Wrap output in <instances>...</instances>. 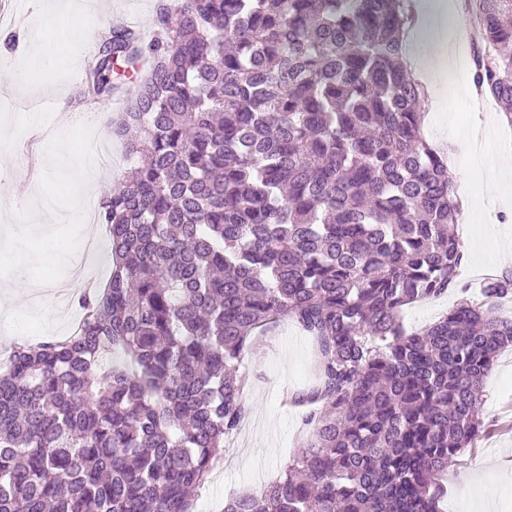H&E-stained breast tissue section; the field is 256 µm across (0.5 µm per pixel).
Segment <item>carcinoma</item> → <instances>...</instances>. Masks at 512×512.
<instances>
[{
    "instance_id": "carcinoma-1",
    "label": "carcinoma",
    "mask_w": 512,
    "mask_h": 512,
    "mask_svg": "<svg viewBox=\"0 0 512 512\" xmlns=\"http://www.w3.org/2000/svg\"><path fill=\"white\" fill-rule=\"evenodd\" d=\"M492 55L473 83L512 123V0H472ZM409 0H180L114 133L129 166L99 199L112 270L73 296L78 333L0 369V512H193L249 410L247 339L280 316L316 348L303 451L224 512H440L439 476L485 430L483 379L512 319L459 300L461 210L404 62ZM483 295H512V278ZM460 298V288H455L435 301L426 300L407 307L404 311L405 327L408 330H415L437 321L448 313Z\"/></svg>"
}]
</instances>
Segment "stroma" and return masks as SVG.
I'll return each instance as SVG.
<instances>
[{
  "label": "stroma",
  "mask_w": 512,
  "mask_h": 512,
  "mask_svg": "<svg viewBox=\"0 0 512 512\" xmlns=\"http://www.w3.org/2000/svg\"><path fill=\"white\" fill-rule=\"evenodd\" d=\"M175 0H106L92 7L87 0H76L77 7L63 15L64 25L96 32L102 21L113 18L134 26L145 38L156 32L154 20L160 2ZM96 55L87 40H71L65 53L45 56L36 47L20 53L0 55V121L16 126L48 128L47 145L57 148L53 157L41 156L37 197L44 209L32 210L27 221L34 232L17 231L13 248L30 253L72 252L82 233L75 227L73 181L65 166L70 146L94 141L111 150L112 164L102 170L98 182L107 189L121 178L128 162L122 140L113 135L110 119L128 106V91L137 81L133 69H125L120 81L123 91L112 98L111 108L83 95V81L73 75L75 63L92 66ZM489 124L491 145L512 148V125L502 121L497 104L488 97L454 95L438 108L437 129L427 132L433 144L449 157L448 173L460 195L473 208V219L459 243L464 254L460 281L464 290H452L435 300L407 307L404 324L415 330L437 321L468 295L482 302L483 286L478 274L489 270L512 275V207L502 208L497 196L486 189V173L468 164L457 148L459 134L469 127ZM65 261H42L29 269L17 270L10 257L0 254V282L21 285L20 297L0 300V345L23 339L38 343L67 335L75 314L74 305L61 307L58 315L48 316L43 305L33 302V293H53L59 280L71 277ZM241 369L249 380L245 398L250 412L242 422L235 444L226 446L225 463L215 469L199 489L195 512H222L228 497L255 489L251 475L265 471L277 477L289 458L297 455L304 442L301 431L305 407L283 404V392H299L315 381L313 342L291 319H280L257 333L242 354ZM512 406V347L506 348L490 370L483 386L486 431L471 448L448 465L441 483L447 489L444 512H512V423L504 411Z\"/></svg>",
  "instance_id": "obj_1"
}]
</instances>
